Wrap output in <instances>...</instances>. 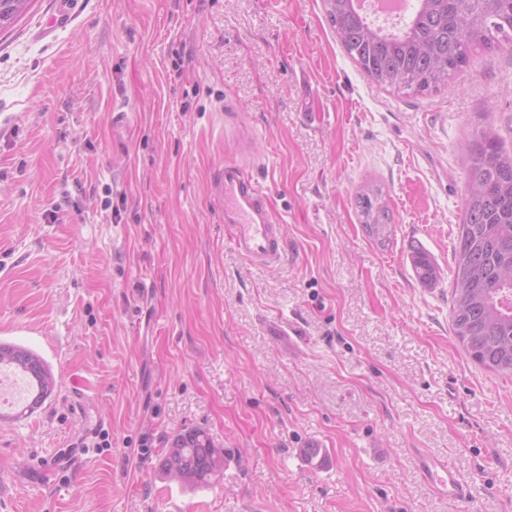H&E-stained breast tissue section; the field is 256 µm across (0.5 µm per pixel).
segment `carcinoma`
I'll return each instance as SVG.
<instances>
[{"label": "carcinoma", "mask_w": 512, "mask_h": 512, "mask_svg": "<svg viewBox=\"0 0 512 512\" xmlns=\"http://www.w3.org/2000/svg\"><path fill=\"white\" fill-rule=\"evenodd\" d=\"M32 0H0V32ZM327 16L347 54L374 84L419 95L450 86L469 62L471 47L490 45L512 31V0H414L413 11L389 32L359 14L345 0H324ZM467 188L457 225L450 318L453 333L483 370L512 376V151L483 130L464 148ZM359 221L368 236L384 241L392 217L382 189L368 185L356 195ZM417 279L438 280V269L422 247L410 252ZM31 381L25 407L33 411L55 391L56 380L35 351L0 342V369ZM163 474L193 490L224 475V449L203 428L178 432L162 462Z\"/></svg>", "instance_id": "cac0c4a2"}]
</instances>
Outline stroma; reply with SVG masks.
Listing matches in <instances>:
<instances>
[{"mask_svg":"<svg viewBox=\"0 0 512 512\" xmlns=\"http://www.w3.org/2000/svg\"><path fill=\"white\" fill-rule=\"evenodd\" d=\"M486 128L512 149V39L408 96L371 83L323 0H34L0 35V341L57 387L0 418V512H512V378L449 323L459 146ZM246 133L276 267L208 201ZM367 182L383 243L357 217ZM187 427L224 450L214 487L159 470ZM422 452L469 501L421 480ZM356 208L359 221L369 237L380 242L389 238L393 222L388 203L379 186L368 185L357 192ZM410 262L417 279L425 285H433L438 280V269L430 253L422 247H413Z\"/></svg>","mask_w":512,"mask_h":512,"instance_id":"stroma-1","label":"stroma"}]
</instances>
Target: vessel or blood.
<instances>
[{
	"label": "vessel or blood",
	"mask_w": 512,
	"mask_h": 512,
	"mask_svg": "<svg viewBox=\"0 0 512 512\" xmlns=\"http://www.w3.org/2000/svg\"><path fill=\"white\" fill-rule=\"evenodd\" d=\"M251 167L245 160L224 163L211 176L208 195L241 255L251 263L274 267L284 257L283 220ZM420 474L443 496L462 502L470 497L468 484L445 461L422 456Z\"/></svg>",
	"instance_id": "vessel-or-blood-1"
}]
</instances>
